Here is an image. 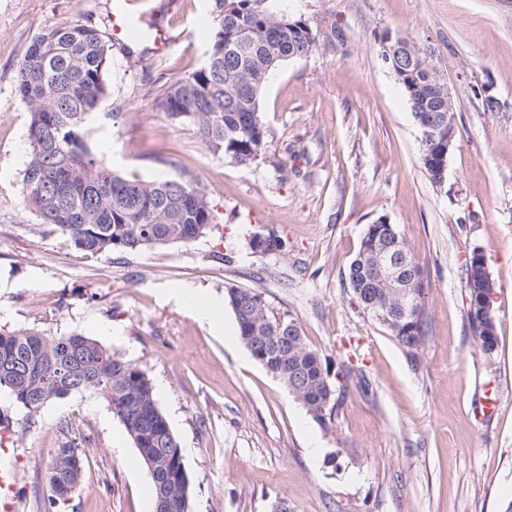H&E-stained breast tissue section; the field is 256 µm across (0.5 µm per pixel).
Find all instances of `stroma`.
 <instances>
[{
	"mask_svg": "<svg viewBox=\"0 0 512 512\" xmlns=\"http://www.w3.org/2000/svg\"><path fill=\"white\" fill-rule=\"evenodd\" d=\"M128 2L169 46H113L91 136L121 174L198 183L220 222L187 244L90 255L24 209L28 113L15 71L47 29H109L114 0H0V329L79 333L145 372L181 442L191 512H272L282 498L291 512H501L512 501V0H268L306 20L317 46L269 76L268 147L247 168L207 154L159 105L204 60L209 0ZM387 29L419 49L452 96L441 185L423 168L403 87L380 56ZM381 217L427 282L428 336L414 363L344 280ZM268 232L283 252H252L250 239ZM475 249L494 283L490 353L466 317L462 265ZM230 284L259 289L274 315L295 318L329 370L346 359L358 369L363 381L331 429L251 358L231 310L220 334L180 297L220 298ZM0 416L15 431L0 464L17 472V512H46L64 421L88 441L81 481L55 512H153L150 473L101 394L52 399L31 418L1 390Z\"/></svg>",
	"mask_w": 512,
	"mask_h": 512,
	"instance_id": "stroma-1",
	"label": "stroma"
}]
</instances>
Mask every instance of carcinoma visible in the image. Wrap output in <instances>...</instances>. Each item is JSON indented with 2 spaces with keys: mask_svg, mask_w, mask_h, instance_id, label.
I'll use <instances>...</instances> for the list:
<instances>
[{
  "mask_svg": "<svg viewBox=\"0 0 512 512\" xmlns=\"http://www.w3.org/2000/svg\"><path fill=\"white\" fill-rule=\"evenodd\" d=\"M266 0H211L213 29L202 65L169 84L160 108L176 125H190L204 150L241 167L253 164L267 145L260 111L265 83L280 64L307 56L316 47L309 24L286 14H273ZM110 38L94 22L56 27L36 36L16 70L15 91L28 112L30 159L23 171V206L40 223L70 238L81 251L98 255L138 251L172 243H190L214 228L217 215L198 185L178 179L147 181L111 167L108 152L91 140L95 108L106 96ZM417 84L404 86L415 118L436 121L445 111L437 98L435 78L414 61ZM447 146V137L421 142V162L431 171V158ZM391 244L407 258V287L389 288L372 277L369 253L359 247L345 280L353 298L366 310L360 291L381 308L402 309L399 324L381 323L410 357L427 336V286L423 269L397 226ZM266 255L279 252L284 241L268 233L249 242ZM468 292L467 319L486 352L494 350L490 335L494 309L473 303L469 267L462 268ZM225 303L234 314L238 335L257 363L286 385L323 427L337 416L354 369L331 375L309 348L293 318L270 314L263 293L229 285ZM4 389L29 417L53 398L73 392L100 393L120 420L153 481L156 512H188L189 477L178 437L158 406L145 372L109 352L99 341L70 334L47 336L36 329L0 331V390ZM86 436L69 435L52 454V504L67 497L82 472L59 467L60 454L82 456Z\"/></svg>",
  "mask_w": 512,
  "mask_h": 512,
  "instance_id": "1",
  "label": "carcinoma"
}]
</instances>
